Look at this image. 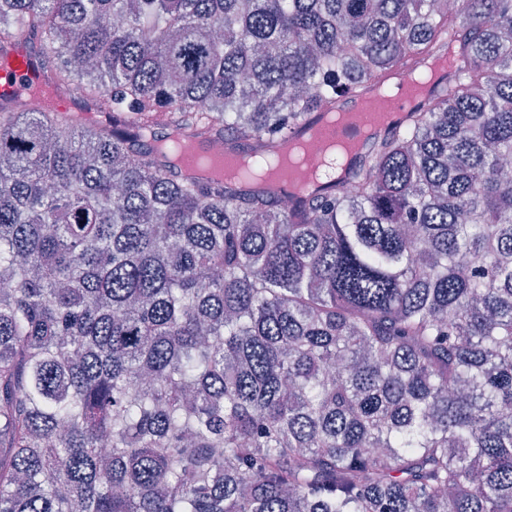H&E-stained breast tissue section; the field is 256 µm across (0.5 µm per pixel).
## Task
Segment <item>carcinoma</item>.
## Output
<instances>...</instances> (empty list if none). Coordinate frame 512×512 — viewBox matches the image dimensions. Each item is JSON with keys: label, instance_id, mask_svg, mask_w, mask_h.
Masks as SVG:
<instances>
[{"label": "carcinoma", "instance_id": "carcinoma-1", "mask_svg": "<svg viewBox=\"0 0 512 512\" xmlns=\"http://www.w3.org/2000/svg\"><path fill=\"white\" fill-rule=\"evenodd\" d=\"M0 512H512V0H0ZM449 57L347 183L201 181ZM111 88L112 93L103 92ZM34 56L32 44L25 37H21L16 49L1 61V99L14 97L27 87L42 84L43 77L37 70Z\"/></svg>", "mask_w": 512, "mask_h": 512}]
</instances>
